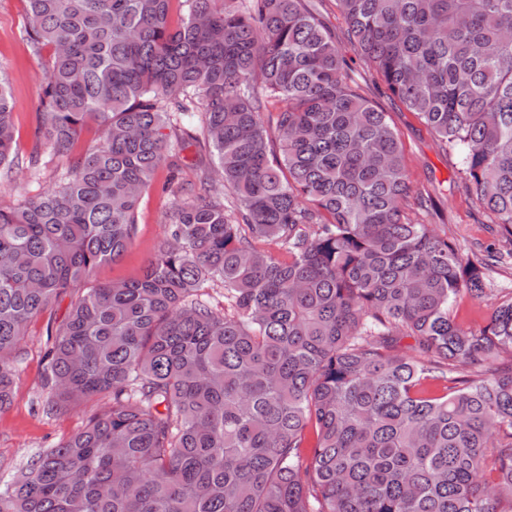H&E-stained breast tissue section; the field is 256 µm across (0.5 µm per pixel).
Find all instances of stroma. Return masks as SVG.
Wrapping results in <instances>:
<instances>
[{
	"label": "stroma",
	"instance_id": "1",
	"mask_svg": "<svg viewBox=\"0 0 512 512\" xmlns=\"http://www.w3.org/2000/svg\"><path fill=\"white\" fill-rule=\"evenodd\" d=\"M314 2L321 21L347 62L353 85L378 109L390 113L401 135L410 179L431 197L430 204L419 215L420 221L436 225L465 253L478 242L497 246L498 237L490 218L457 175L455 157L441 152L430 131L414 113L388 95L377 75L364 64L347 35L336 0ZM26 8V0H0V70L7 76L14 102L19 148L18 166L8 173L0 170L2 207L16 204L21 194L34 195L52 187L69 165L68 158L48 154L42 156L38 167L28 164L35 144V103L45 79V59L34 54L22 39ZM168 177V169L160 168L155 186L142 199L133 245L119 261L98 269L97 282L138 279L166 241L172 199L162 193L161 187ZM67 306L64 300L53 303L28 326L26 342L17 360L13 400L8 409L0 412V476L15 473L35 450L54 447L71 436L99 407L98 402L89 401L54 414L43 409V374L50 346L47 327L61 320Z\"/></svg>",
	"mask_w": 512,
	"mask_h": 512
}]
</instances>
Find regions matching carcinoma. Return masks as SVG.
Returning a JSON list of instances; mask_svg holds the SVG:
<instances>
[{"label": "carcinoma", "instance_id": "carcinoma-1", "mask_svg": "<svg viewBox=\"0 0 512 512\" xmlns=\"http://www.w3.org/2000/svg\"><path fill=\"white\" fill-rule=\"evenodd\" d=\"M171 2L27 0L49 53L36 138L63 155L94 123L101 141L0 207V412L29 323L68 295L44 408L106 404L0 479V512H512V297L477 329L453 315L495 292L502 256L409 217L426 198L401 140L313 4L180 0L173 26ZM336 7L460 152L512 260V0ZM174 143L198 148V183ZM16 160L0 72V168ZM163 166L195 201L139 279L95 282Z\"/></svg>", "mask_w": 512, "mask_h": 512}]
</instances>
